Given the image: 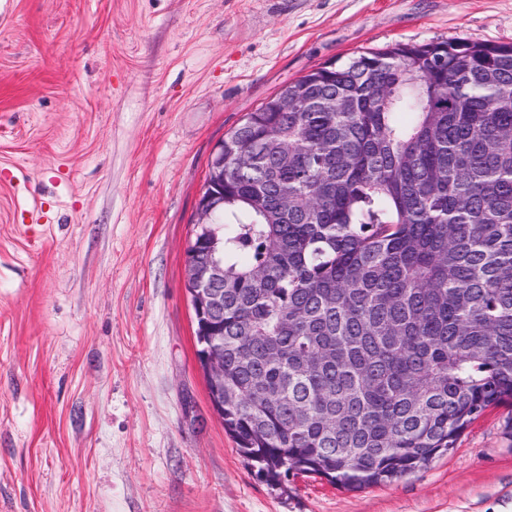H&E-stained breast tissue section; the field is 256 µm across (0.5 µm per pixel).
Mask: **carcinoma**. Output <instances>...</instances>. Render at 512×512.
<instances>
[{"mask_svg":"<svg viewBox=\"0 0 512 512\" xmlns=\"http://www.w3.org/2000/svg\"><path fill=\"white\" fill-rule=\"evenodd\" d=\"M211 195L197 356L224 345V429L268 482L390 483L512 400L511 44L314 69L224 138Z\"/></svg>","mask_w":512,"mask_h":512,"instance_id":"carcinoma-1","label":"carcinoma"}]
</instances>
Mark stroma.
Returning <instances> with one entry per match:
<instances>
[{
    "instance_id": "35a3bbf8",
    "label": "stroma",
    "mask_w": 512,
    "mask_h": 512,
    "mask_svg": "<svg viewBox=\"0 0 512 512\" xmlns=\"http://www.w3.org/2000/svg\"><path fill=\"white\" fill-rule=\"evenodd\" d=\"M512 43V0H0V512H512V406L386 485H269L184 282L208 161L331 61Z\"/></svg>"
}]
</instances>
